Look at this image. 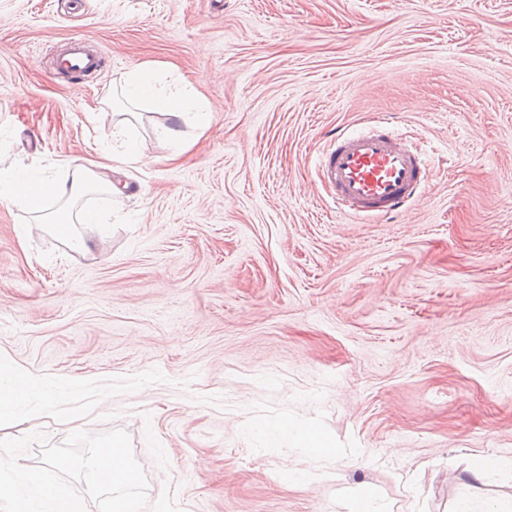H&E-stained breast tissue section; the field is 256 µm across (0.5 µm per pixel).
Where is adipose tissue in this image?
Instances as JSON below:
<instances>
[{
    "label": "adipose tissue",
    "instance_id": "obj_1",
    "mask_svg": "<svg viewBox=\"0 0 512 512\" xmlns=\"http://www.w3.org/2000/svg\"><path fill=\"white\" fill-rule=\"evenodd\" d=\"M121 94L130 104L148 101L169 117H190L195 128L202 133L207 132L212 124L211 111L198 103L191 89H159L155 73L145 67H137L127 73L121 84ZM135 160L136 155L131 151L112 155L106 161L93 166L86 165L79 159L70 160L71 181L67 184L48 177L38 178L14 168L0 169V200L21 205L34 212L48 198L73 204L86 193L112 191L113 172ZM265 434L273 446L286 439L312 456L329 452L323 435L310 426L286 421L267 427Z\"/></svg>",
    "mask_w": 512,
    "mask_h": 512
}]
</instances>
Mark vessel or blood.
I'll return each instance as SVG.
<instances>
[{"label": "vessel or blood", "instance_id": "vessel-or-blood-1", "mask_svg": "<svg viewBox=\"0 0 512 512\" xmlns=\"http://www.w3.org/2000/svg\"><path fill=\"white\" fill-rule=\"evenodd\" d=\"M103 64V56L85 38L70 40L61 61L64 70L83 75ZM391 127V119L373 118L358 131L336 130L334 148L320 158L323 181L333 189L337 207L349 215L362 219L406 211L428 183L421 152Z\"/></svg>", "mask_w": 512, "mask_h": 512}]
</instances>
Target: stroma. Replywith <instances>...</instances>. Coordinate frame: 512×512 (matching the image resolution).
<instances>
[{"label":"stroma","mask_w":512,"mask_h":512,"mask_svg":"<svg viewBox=\"0 0 512 512\" xmlns=\"http://www.w3.org/2000/svg\"><path fill=\"white\" fill-rule=\"evenodd\" d=\"M101 71L60 76L68 39ZM189 82L213 121L169 162L149 106L83 252L0 201V368L54 386L0 438L121 429L143 512H453L512 497V0H0V168L69 180L122 151L112 88ZM387 114L426 191L362 221L329 203L336 129ZM319 428L316 459L261 430ZM502 467L473 480L475 456ZM302 473L289 481L281 472Z\"/></svg>","instance_id":"obj_1"}]
</instances>
